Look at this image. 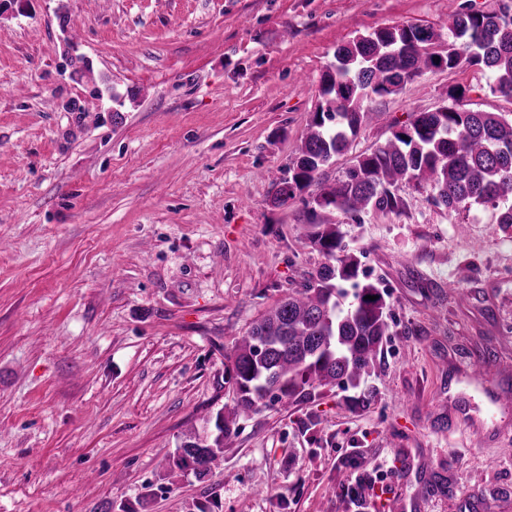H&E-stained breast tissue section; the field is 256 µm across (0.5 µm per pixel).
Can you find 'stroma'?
<instances>
[{
	"label": "stroma",
	"instance_id": "obj_1",
	"mask_svg": "<svg viewBox=\"0 0 512 512\" xmlns=\"http://www.w3.org/2000/svg\"><path fill=\"white\" fill-rule=\"evenodd\" d=\"M102 91L63 70L60 15ZM413 24L448 34V0H0V512H512V226L406 183L402 212L337 214L392 334L351 392L262 408L207 481L169 456L230 404L224 356L320 257L301 200L272 199L338 44ZM488 71L435 69L364 100L378 119L326 169L342 177L415 112L512 117ZM121 97L118 115L108 108ZM72 100L85 109L60 111ZM487 349L496 441L460 424L485 402L465 353ZM445 492L423 498L421 483Z\"/></svg>",
	"mask_w": 512,
	"mask_h": 512
}]
</instances>
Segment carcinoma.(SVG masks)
I'll list each match as a JSON object with an SVG mask.
<instances>
[{
	"label": "carcinoma",
	"mask_w": 512,
	"mask_h": 512,
	"mask_svg": "<svg viewBox=\"0 0 512 512\" xmlns=\"http://www.w3.org/2000/svg\"><path fill=\"white\" fill-rule=\"evenodd\" d=\"M448 19V43L440 50L434 31L412 25L379 28L336 47L321 75L322 101L273 199L280 206L303 194L306 239L323 262L225 356L224 388L233 407L216 412L212 430L181 443L169 458L171 470L204 481L221 466L241 418L268 402L311 401L321 387L355 390L380 364L383 342L392 335L389 307L378 286L360 280V258L343 246L333 212L358 219L400 211L398 189L412 182L450 212L489 205L497 223L512 226V118L497 112L456 103L415 112L384 145L358 155L342 178L322 179L372 119L363 101L396 94L427 70L484 67L491 91L512 98V19L500 9L472 14L460 6ZM345 284L354 294L344 308Z\"/></svg>",
	"instance_id": "1"
}]
</instances>
